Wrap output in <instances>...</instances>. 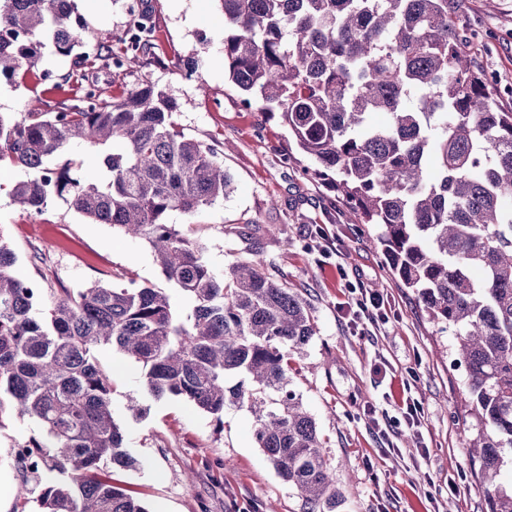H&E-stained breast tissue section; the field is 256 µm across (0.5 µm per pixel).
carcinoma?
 <instances>
[{
  "label": "carcinoma",
  "mask_w": 512,
  "mask_h": 512,
  "mask_svg": "<svg viewBox=\"0 0 512 512\" xmlns=\"http://www.w3.org/2000/svg\"><path fill=\"white\" fill-rule=\"evenodd\" d=\"M224 76L250 106L278 115L311 175L336 188L356 224L377 226L399 287L436 333L450 332L470 397L468 442L486 512H512V112L495 107L460 27L457 0H217ZM73 0H0V78L33 71L44 50L82 44ZM141 13L110 51L120 68L151 49ZM83 105L0 113V162L29 173L15 202L41 212L52 198L98 224L146 240L172 287L194 303L178 319L145 285L89 283L47 301L13 273L0 234V427L28 417L40 432L15 459L43 469L38 512H148L112 485L135 469L112 415V380L95 351L141 366L147 394L180 397L222 421L230 406L255 418V438L308 512L343 501L312 416L289 389L288 356L317 335L304 298L261 261L218 275L201 246L166 215L224 198L231 178L209 145L172 120L173 101L146 81L116 99L97 85ZM386 112L381 127L367 123ZM101 148L104 176L86 183L48 161L69 147ZM245 379L230 385L227 378Z\"/></svg>",
  "instance_id": "obj_1"
}]
</instances>
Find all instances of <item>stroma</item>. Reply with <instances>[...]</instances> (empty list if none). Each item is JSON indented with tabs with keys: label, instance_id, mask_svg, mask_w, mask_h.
I'll list each match as a JSON object with an SVG mask.
<instances>
[{
	"label": "stroma",
	"instance_id": "35a3bbf8",
	"mask_svg": "<svg viewBox=\"0 0 512 512\" xmlns=\"http://www.w3.org/2000/svg\"><path fill=\"white\" fill-rule=\"evenodd\" d=\"M129 0H74L72 15L92 70L73 58L45 51L35 74L0 79V112H46L78 105L87 76L121 95L154 83L175 103L172 119L186 135L214 146L231 175L229 193L215 204L167 223L203 248L216 272L257 253L273 274L307 300L318 333L290 374L292 388L315 418L325 440V461L336 472L344 502L339 512H486L482 488L465 447L463 372L453 366L454 339L437 335L425 312L399 288L378 248L366 238L374 228L352 223L342 197L307 174L308 159L290 157L288 130L278 118L246 106L224 78V17L217 0H136L156 23L157 46L115 68L107 53L127 31ZM462 21L477 37L475 61L497 106L512 110V0H464ZM26 174L0 164V235L13 248L15 274L42 285L48 299L98 280L148 284L166 291L182 321L191 301L173 289L149 244L115 227L96 224L61 199L32 214L13 200ZM337 238L335 253L318 251L319 231ZM349 258L353 271L336 266ZM388 289L398 315L373 334L356 335L336 304L347 281ZM96 357L112 378V413L126 431L134 470L112 479L131 490L148 512H304L298 491L285 483L259 448L252 415L224 412L223 423L188 402L154 400L140 366L109 347ZM416 371V396L424 408L420 429L396 421L401 380ZM138 399L142 414L129 410ZM376 409L375 417L364 413ZM38 425L28 418L0 423V512H21L37 494L23 480L11 450Z\"/></svg>",
	"mask_w": 512,
	"mask_h": 512
}]
</instances>
